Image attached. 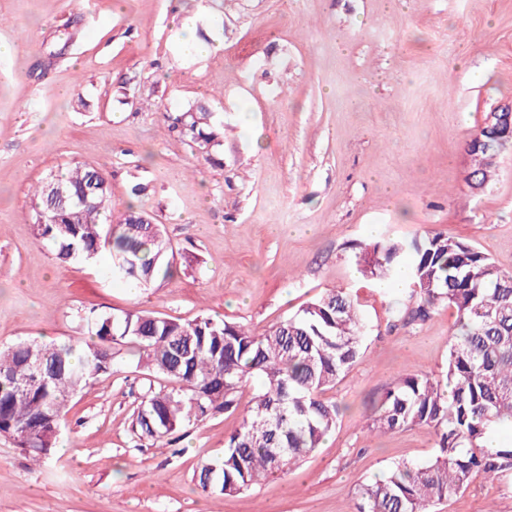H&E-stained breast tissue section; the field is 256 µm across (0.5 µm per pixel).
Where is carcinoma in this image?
Here are the masks:
<instances>
[{
	"instance_id": "obj_1",
	"label": "carcinoma",
	"mask_w": 512,
	"mask_h": 512,
	"mask_svg": "<svg viewBox=\"0 0 512 512\" xmlns=\"http://www.w3.org/2000/svg\"><path fill=\"white\" fill-rule=\"evenodd\" d=\"M173 127L216 161L224 126L203 106L191 105ZM497 162L472 166L467 181L488 186ZM111 197L104 172L76 164L33 191L36 238L56 247L69 263L107 250L113 271L148 285L173 275L170 240L153 217L135 207L107 223ZM352 259L369 280L394 284L402 269L408 302L396 311L405 325H421L441 305L456 310L446 370L408 374L382 397L369 430L393 433L431 430L437 455L425 463L402 462L365 485L360 512H433L435 503L466 491L474 475L512 471V445L491 452L485 436L512 425V273L499 270L471 243L427 232L406 244L380 238L352 246ZM85 345L21 342L0 349V434L13 437L34 461L49 456L69 398L90 379L112 370V345L138 355L147 375L177 384L150 392L132 430L151 445L168 444L182 426L232 414L248 381L261 380L224 453L197 472L204 491L234 495L269 475L299 465L336 428L340 409L322 394L336 385L362 355L368 325L357 297L328 290L266 332L213 317L192 322L131 310L89 321ZM46 381L31 380L34 365Z\"/></svg>"
}]
</instances>
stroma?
<instances>
[{
    "mask_svg": "<svg viewBox=\"0 0 512 512\" xmlns=\"http://www.w3.org/2000/svg\"><path fill=\"white\" fill-rule=\"evenodd\" d=\"M221 52L186 53L179 21ZM0 347L90 341L89 312L213 316L254 333L322 292L357 295L371 331L325 392L335 431L287 474L243 493L202 491L240 414L140 443L147 378L123 345L73 397L56 447L32 462L0 435V512H356L359 491L434 458L429 429L370 433L402 376L445 370L456 315L396 322L405 290L366 279L351 246L436 231L512 272V151L483 192L466 184L483 115L512 101V0H0ZM205 103L220 164L169 124ZM102 168L111 212L162 224L177 273L130 293L108 252L61 264L35 237L30 186L74 163ZM148 186L131 199L133 181ZM434 512H512V473L475 477Z\"/></svg>",
    "mask_w": 512,
    "mask_h": 512,
    "instance_id": "1",
    "label": "stroma"
}]
</instances>
